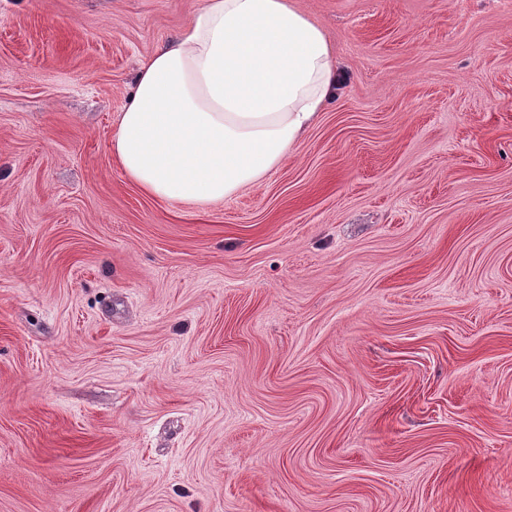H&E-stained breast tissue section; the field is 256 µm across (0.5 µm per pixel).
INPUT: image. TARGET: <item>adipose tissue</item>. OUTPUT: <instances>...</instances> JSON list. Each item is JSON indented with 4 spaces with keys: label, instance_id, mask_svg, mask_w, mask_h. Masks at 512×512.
Masks as SVG:
<instances>
[{
    "label": "adipose tissue",
    "instance_id": "adipose-tissue-1",
    "mask_svg": "<svg viewBox=\"0 0 512 512\" xmlns=\"http://www.w3.org/2000/svg\"><path fill=\"white\" fill-rule=\"evenodd\" d=\"M340 86L326 32L293 0H204L140 65L111 154L154 200L217 205L279 168Z\"/></svg>",
    "mask_w": 512,
    "mask_h": 512
}]
</instances>
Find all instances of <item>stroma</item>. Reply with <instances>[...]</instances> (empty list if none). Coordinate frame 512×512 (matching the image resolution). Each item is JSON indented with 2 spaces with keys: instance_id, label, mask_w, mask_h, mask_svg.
Segmentation results:
<instances>
[{
  "instance_id": "stroma-1",
  "label": "stroma",
  "mask_w": 512,
  "mask_h": 512,
  "mask_svg": "<svg viewBox=\"0 0 512 512\" xmlns=\"http://www.w3.org/2000/svg\"><path fill=\"white\" fill-rule=\"evenodd\" d=\"M204 0H0V512H512V0H295L345 82L172 207L110 153Z\"/></svg>"
}]
</instances>
